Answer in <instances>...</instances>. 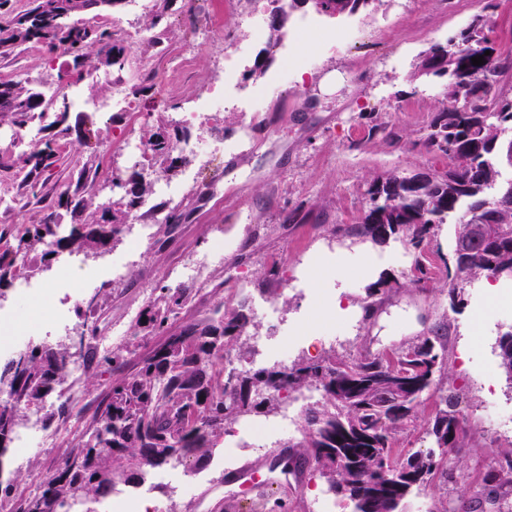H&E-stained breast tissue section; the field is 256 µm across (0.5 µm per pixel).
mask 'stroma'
<instances>
[{
    "label": "stroma",
    "mask_w": 512,
    "mask_h": 512,
    "mask_svg": "<svg viewBox=\"0 0 512 512\" xmlns=\"http://www.w3.org/2000/svg\"><path fill=\"white\" fill-rule=\"evenodd\" d=\"M484 5L485 0H463L452 10L448 0H377L371 11L342 18L307 7L291 14L279 37L259 40L254 28L267 26L269 10L256 0H153L143 12L123 0L112 17L138 35L127 45L126 111H66L58 105L41 116L37 140L51 136L63 119L86 131L89 141L62 147L58 162L31 181L14 165L19 148L0 140V199L15 202L0 215V237L8 244L42 223L59 194L74 190L86 163L99 170L98 202L115 204L122 224L153 226L139 251H132L124 233L106 251L82 257L88 284L78 299L54 285L57 267L70 259L65 252L50 257L36 274L38 286L53 289V301L35 303L12 285L0 289V309L14 325L13 332L0 334V365L10 359L11 347L23 350L48 335L57 343L84 340L83 355L61 387L70 401L66 414L55 416L26 453L12 447L0 460V471L16 480V494L33 493L39 478L75 452L104 407L112 372L98 363L97 336L115 330L123 342L136 343L137 356L151 353L161 339L148 334L144 310L160 287L173 286L174 268L220 241L223 264L205 270L190 302L171 314L172 326L209 317L218 304H242L252 313L251 333L263 336L267 325L258 305L270 299L283 332L296 341L288 356L292 362L316 361L332 350L376 353L422 336H446L449 384L468 444L451 456L452 480L435 479L399 510L437 512L449 503L463 505V512H486L477 492L494 459L512 448V432L495 430L487 420L491 409L512 413V382L498 358V340L512 329V309L501 307L498 298L512 294V280L494 282L493 293L485 277L465 285L461 304L454 306L444 279L418 287L405 283L408 266L393 259L399 243L378 246L333 232L354 223L374 177L445 167V159L421 145L443 87L415 81L413 72L425 50L446 41ZM260 54L269 64L257 73L253 65ZM94 72L93 64L78 67L70 57L40 48L0 56V78L18 80L28 73L51 83L75 80L89 105L112 94L111 85L92 81ZM219 88L224 106L217 110L208 102ZM369 113L396 125L401 141L368 139ZM160 123L201 155L191 166L144 170L152 187L146 202L187 214L168 229L141 208L120 204L107 179L133 166L119 143L131 133L146 140ZM115 261L126 265L119 283L107 280ZM305 269L310 277L299 294L290 281ZM382 278L396 286L383 295L377 313L365 318L366 290ZM253 457L248 449L232 452L221 444L191 478L154 475L124 493L150 503V512H224L221 479ZM323 495L333 503L332 512H352L349 499L328 494L325 479L312 468L286 492L288 512H312V501Z\"/></svg>",
    "instance_id": "1"
}]
</instances>
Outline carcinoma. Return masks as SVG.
Instances as JSON below:
<instances>
[{
    "label": "carcinoma",
    "instance_id": "cac0c4a2",
    "mask_svg": "<svg viewBox=\"0 0 512 512\" xmlns=\"http://www.w3.org/2000/svg\"><path fill=\"white\" fill-rule=\"evenodd\" d=\"M117 0H27L7 25L0 24V53L28 45L45 46L72 57L81 65L94 58L123 70L126 47L111 29L75 26L58 36L48 19L92 13L110 15ZM306 0H288L274 7L268 27L275 35L290 13ZM373 0H317L311 7L328 16L357 15ZM497 0H487L484 11L449 37L435 43L420 57L415 77L441 82L444 100L432 116L423 140L427 153L448 159L442 169L411 174L392 172L374 178L368 201L353 224L339 225L333 233L362 242L398 241L412 257L408 279L412 285L434 275L428 247L448 217L465 207L476 223L493 220L495 238L469 252L444 259L449 296L459 285L481 277L512 279V179H502V164L512 166V51L492 36V11ZM490 55H485V51ZM484 57L480 66L471 58ZM465 106L460 111L458 106ZM41 93L20 81L0 80V120L26 126L42 110ZM73 129L63 123L44 144L18 162L27 180L38 177L59 160L58 146L70 143ZM367 138L387 143L400 141L393 125L373 118ZM151 159L166 170L177 167L173 139L158 125L147 141ZM79 172L83 194L68 200L59 195L57 207L69 211L72 224L64 228L52 211L41 224L26 229L27 268L34 272L60 252H94L117 240L122 225L117 217L103 223L101 204L95 201L94 183ZM112 189L122 197L140 198L150 184L136 173L112 174ZM44 245L37 251L35 246ZM193 286H163L151 305L147 327L164 341L143 359L135 372L121 375L131 354L130 345L101 354L112 367L110 396L95 415L88 441L68 457L54 474L39 482L36 493L22 500L19 512H78L77 507L111 495L121 481H143L150 471L182 465L194 471L209 461L232 423L243 417L277 409L280 393L316 389L321 400L308 408V428L302 440L282 443L301 448L311 458L329 490L345 495L353 512H397L399 504L429 481L453 478L448 456L466 447L467 430L456 411L457 396L446 387L448 347L438 335L409 343L391 361L381 353L370 358L335 352L315 363L290 367H262L244 373L224 370L230 345L248 335L251 319L245 309L223 312L203 321L169 330V315L188 301ZM77 352L65 344H38L0 368V458L22 420L25 410L41 404L67 376ZM500 369L512 382V331L499 345ZM438 392L429 430L434 446L410 452L399 447L403 433L418 419L423 396ZM484 502L495 507L512 493V449L502 454L498 467L483 478Z\"/></svg>",
    "mask_w": 512,
    "mask_h": 512
}]
</instances>
